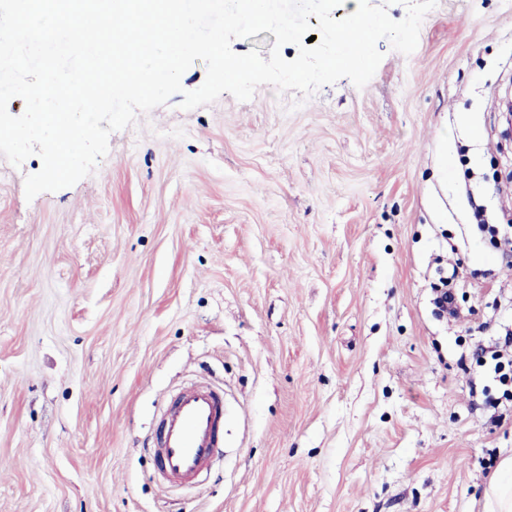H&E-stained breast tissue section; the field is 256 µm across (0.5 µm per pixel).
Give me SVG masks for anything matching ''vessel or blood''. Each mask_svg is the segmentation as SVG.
Listing matches in <instances>:
<instances>
[{
	"mask_svg": "<svg viewBox=\"0 0 512 512\" xmlns=\"http://www.w3.org/2000/svg\"><path fill=\"white\" fill-rule=\"evenodd\" d=\"M226 408L211 384L182 388L167 403L154 431L152 452L162 480L192 485L222 444Z\"/></svg>",
	"mask_w": 512,
	"mask_h": 512,
	"instance_id": "obj_1",
	"label": "vessel or blood"
}]
</instances>
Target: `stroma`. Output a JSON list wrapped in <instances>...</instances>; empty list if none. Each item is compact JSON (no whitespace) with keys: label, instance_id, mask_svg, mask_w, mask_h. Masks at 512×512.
I'll return each instance as SVG.
<instances>
[{"label":"stroma","instance_id":"35a3bbf8","mask_svg":"<svg viewBox=\"0 0 512 512\" xmlns=\"http://www.w3.org/2000/svg\"><path fill=\"white\" fill-rule=\"evenodd\" d=\"M364 88L181 95L26 200L0 156V512H485L512 451L477 346L512 330V0H438ZM459 267L455 318L430 287ZM224 390V453L159 481L165 396ZM474 217L477 221V229L480 232H488L491 237V241L496 248L501 252L502 256L506 259L512 258V233L505 232L500 238H498L499 230L494 225L485 224V220L482 218V206L473 204Z\"/></svg>","mask_w":512,"mask_h":512}]
</instances>
